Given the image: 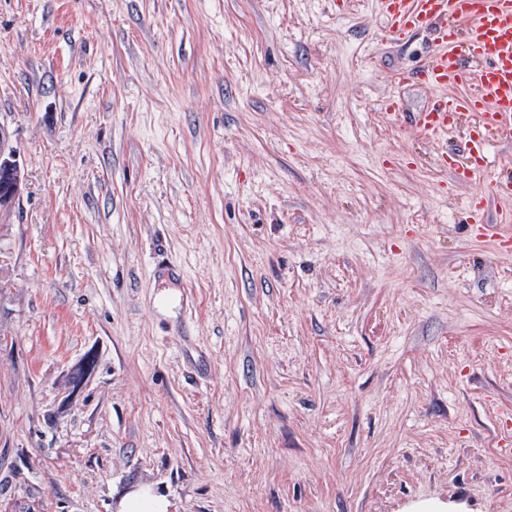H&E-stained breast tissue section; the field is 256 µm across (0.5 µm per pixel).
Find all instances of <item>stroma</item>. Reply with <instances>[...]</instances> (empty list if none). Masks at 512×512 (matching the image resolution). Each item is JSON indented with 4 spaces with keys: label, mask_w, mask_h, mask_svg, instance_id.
<instances>
[{
    "label": "stroma",
    "mask_w": 512,
    "mask_h": 512,
    "mask_svg": "<svg viewBox=\"0 0 512 512\" xmlns=\"http://www.w3.org/2000/svg\"><path fill=\"white\" fill-rule=\"evenodd\" d=\"M432 49L373 0H0V512H512V251L403 118ZM23 174L16 151L9 147L8 137L0 127V215L9 211L20 197ZM96 362L92 354H87L68 374L67 403H73L78 393L95 370ZM120 512H169L170 502L162 496H129L120 503Z\"/></svg>",
    "instance_id": "35a3bbf8"
}]
</instances>
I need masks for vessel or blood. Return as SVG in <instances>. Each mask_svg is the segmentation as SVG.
Masks as SVG:
<instances>
[{
  "label": "vessel or blood",
  "instance_id": "1",
  "mask_svg": "<svg viewBox=\"0 0 512 512\" xmlns=\"http://www.w3.org/2000/svg\"><path fill=\"white\" fill-rule=\"evenodd\" d=\"M388 40L435 35L437 49L419 72L441 89L432 107L409 115L435 143L460 138L441 158L459 180L489 169L492 142L512 140V0H375ZM456 87L453 95L445 87Z\"/></svg>",
  "mask_w": 512,
  "mask_h": 512
}]
</instances>
